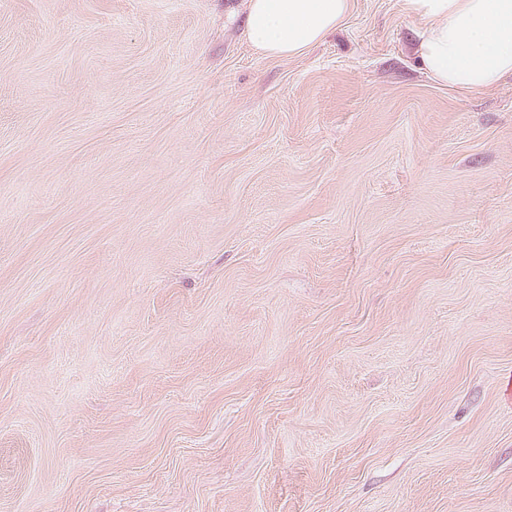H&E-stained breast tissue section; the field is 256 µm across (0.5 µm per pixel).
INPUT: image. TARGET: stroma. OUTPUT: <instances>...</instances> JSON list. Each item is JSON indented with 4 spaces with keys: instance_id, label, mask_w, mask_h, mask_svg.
<instances>
[{
    "instance_id": "stroma-1",
    "label": "stroma",
    "mask_w": 512,
    "mask_h": 512,
    "mask_svg": "<svg viewBox=\"0 0 512 512\" xmlns=\"http://www.w3.org/2000/svg\"><path fill=\"white\" fill-rule=\"evenodd\" d=\"M246 9L0 0V512H512V79ZM246 31L254 49L290 57L316 46L348 15L350 0H249Z\"/></svg>"
}]
</instances>
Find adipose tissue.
Instances as JSON below:
<instances>
[{"mask_svg":"<svg viewBox=\"0 0 512 512\" xmlns=\"http://www.w3.org/2000/svg\"><path fill=\"white\" fill-rule=\"evenodd\" d=\"M349 9L350 0H249L247 36L262 54L296 56ZM404 9L423 24L414 53L437 83L476 93L512 77V0H404Z\"/></svg>","mask_w":512,"mask_h":512,"instance_id":"obj_1","label":"adipose tissue"}]
</instances>
